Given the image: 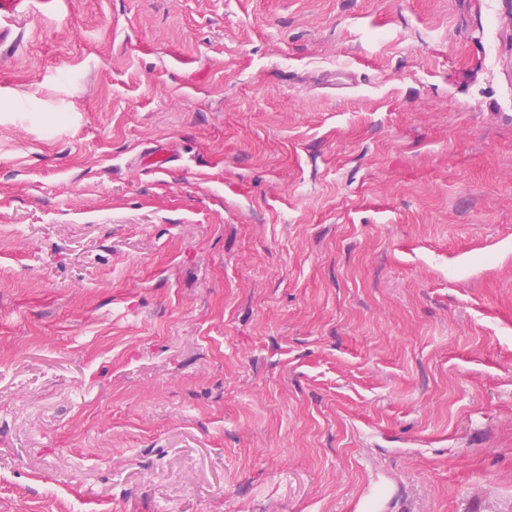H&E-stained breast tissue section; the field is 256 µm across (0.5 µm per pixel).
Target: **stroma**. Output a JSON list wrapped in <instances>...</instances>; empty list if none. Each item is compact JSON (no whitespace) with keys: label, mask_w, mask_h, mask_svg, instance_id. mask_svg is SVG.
Wrapping results in <instances>:
<instances>
[{"label":"stroma","mask_w":512,"mask_h":512,"mask_svg":"<svg viewBox=\"0 0 512 512\" xmlns=\"http://www.w3.org/2000/svg\"><path fill=\"white\" fill-rule=\"evenodd\" d=\"M7 27L0 512H512V0Z\"/></svg>","instance_id":"35a3bbf8"}]
</instances>
